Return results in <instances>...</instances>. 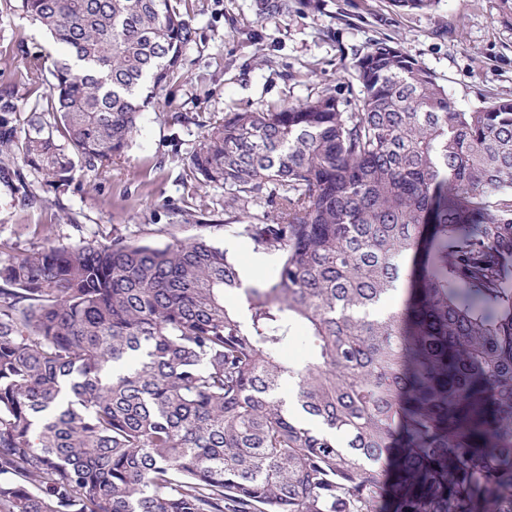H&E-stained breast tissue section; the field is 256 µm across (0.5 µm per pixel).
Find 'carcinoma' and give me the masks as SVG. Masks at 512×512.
<instances>
[{
  "instance_id": "carcinoma-1",
  "label": "carcinoma",
  "mask_w": 512,
  "mask_h": 512,
  "mask_svg": "<svg viewBox=\"0 0 512 512\" xmlns=\"http://www.w3.org/2000/svg\"><path fill=\"white\" fill-rule=\"evenodd\" d=\"M21 8L60 54L26 73L45 106L0 94V169L95 176L195 28L176 0ZM352 70L355 102L235 112L190 158L275 262L238 305L203 236L0 260V512H512V99L462 109L384 41Z\"/></svg>"
}]
</instances>
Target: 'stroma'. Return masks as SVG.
<instances>
[{"mask_svg":"<svg viewBox=\"0 0 512 512\" xmlns=\"http://www.w3.org/2000/svg\"><path fill=\"white\" fill-rule=\"evenodd\" d=\"M181 0L196 38L179 75L146 104L130 148L94 180L75 173L66 185L26 173L0 182V254L54 243L109 242L113 233L162 247L205 236L247 269L254 252L224 227L238 211L223 187L202 185L190 156L216 122L314 96L323 89L342 98L357 86L355 50L376 40L398 42L432 72L464 109L492 97L512 98V0H439L430 11H401L391 0ZM46 35L21 10L0 0V93L12 92L29 112L47 92L27 84L32 63L56 56ZM41 200L28 205L26 191Z\"/></svg>","mask_w":512,"mask_h":512,"instance_id":"obj_1","label":"stroma"}]
</instances>
